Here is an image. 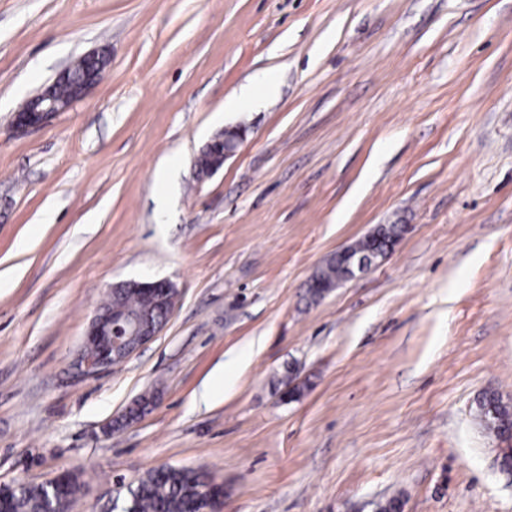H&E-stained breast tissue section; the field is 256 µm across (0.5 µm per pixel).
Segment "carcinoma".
<instances>
[{"mask_svg":"<svg viewBox=\"0 0 512 512\" xmlns=\"http://www.w3.org/2000/svg\"><path fill=\"white\" fill-rule=\"evenodd\" d=\"M341 263L332 256L311 276L318 287L308 289L314 302L322 293L338 287L342 281ZM103 307L123 308L136 313L150 326L163 323V306H153L130 289H119L107 296ZM154 404V395L146 393L135 400L123 416L126 421L134 420ZM481 424L503 441L512 440V404L490 394L479 404ZM84 481L77 471H64L58 475V494L75 500L82 495ZM223 491L222 486L200 471L177 467L150 469L132 484L129 495L122 503V512H199ZM3 507L8 512H50V503L41 484L18 483L10 488L4 498Z\"/></svg>","mask_w":512,"mask_h":512,"instance_id":"cac0c4a2","label":"carcinoma"}]
</instances>
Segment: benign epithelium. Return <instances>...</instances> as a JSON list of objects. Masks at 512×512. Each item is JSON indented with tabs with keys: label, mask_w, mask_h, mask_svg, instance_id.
<instances>
[{
	"label": "benign epithelium",
	"mask_w": 512,
	"mask_h": 512,
	"mask_svg": "<svg viewBox=\"0 0 512 512\" xmlns=\"http://www.w3.org/2000/svg\"><path fill=\"white\" fill-rule=\"evenodd\" d=\"M87 59L93 67L80 80L72 84L70 102L61 103L46 94L33 100L22 112L15 114L14 124L18 131L27 132L46 124L55 114L68 109L71 104L83 99L88 91L103 78L106 67L105 56L90 54ZM242 140L239 130H226L213 137L205 146L211 155V164L202 169L211 174L224 166L233 156ZM143 299L167 306V315H172L179 291L168 280L133 281ZM161 332V328H144L125 310H99L90 322L84 343L75 361L74 368L80 376H92L114 366V361H123L150 342Z\"/></svg>",
	"instance_id": "benign-epithelium-1"
}]
</instances>
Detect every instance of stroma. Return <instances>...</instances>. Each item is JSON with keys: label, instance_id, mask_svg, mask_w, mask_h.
<instances>
[{"label": "stroma", "instance_id": "stroma-1", "mask_svg": "<svg viewBox=\"0 0 512 512\" xmlns=\"http://www.w3.org/2000/svg\"><path fill=\"white\" fill-rule=\"evenodd\" d=\"M94 52L82 100L14 129ZM380 224L394 251L310 302ZM0 276V483L79 467L71 512H110L117 480L176 466L224 512H512L477 418L512 403V0H0ZM163 278L159 335L76 375L107 289ZM93 63V67L80 80L72 84L71 99L68 103H61L46 94L33 100L22 112H17L14 118L15 127L19 132H27L46 124L55 114L68 109L73 103L83 99L88 91L103 78L106 67V58L100 53L90 54L86 57ZM241 140L242 133L239 130H224V134L221 133L213 137L204 148L211 155V164L201 169V171L205 174H211L221 169L224 162L236 153ZM205 151H202L197 158L198 166L205 167L208 163ZM342 274L343 268L336 257L332 256L327 259L324 265L319 267L310 277L311 280L318 283L320 288H310L313 285L311 280L307 284L310 299L317 302L323 296V291L329 292L337 288L342 281Z\"/></svg>", "mask_w": 512, "mask_h": 512}]
</instances>
